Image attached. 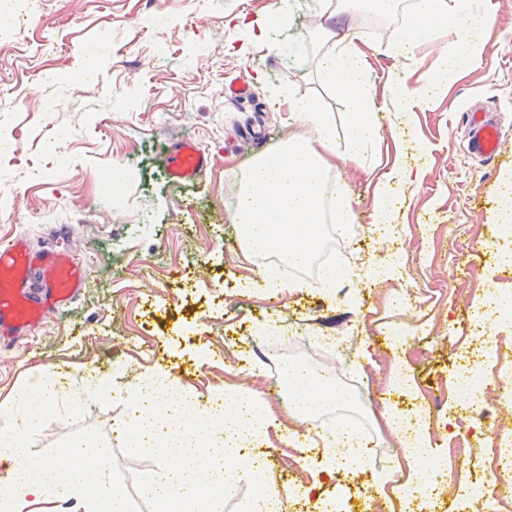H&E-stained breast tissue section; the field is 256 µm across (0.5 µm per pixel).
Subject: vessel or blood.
Here are the masks:
<instances>
[{
	"label": "vessel or blood",
	"instance_id": "vessel-or-blood-1",
	"mask_svg": "<svg viewBox=\"0 0 512 512\" xmlns=\"http://www.w3.org/2000/svg\"><path fill=\"white\" fill-rule=\"evenodd\" d=\"M467 126L468 152L492 159L500 146L497 123L474 111L467 115ZM208 161L206 150L191 139L166 151L169 175L178 183L198 178ZM82 286V269L72 252H34L19 237L0 242V346L35 330L55 304L75 297Z\"/></svg>",
	"mask_w": 512,
	"mask_h": 512
}]
</instances>
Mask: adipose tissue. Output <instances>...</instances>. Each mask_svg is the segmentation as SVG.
Segmentation results:
<instances>
[{
    "mask_svg": "<svg viewBox=\"0 0 512 512\" xmlns=\"http://www.w3.org/2000/svg\"><path fill=\"white\" fill-rule=\"evenodd\" d=\"M415 33L406 37V53L432 34L447 35L451 49L443 56L429 81V91L409 87L402 75H394L388 103L378 104L366 55L350 34L345 12H330L319 30L323 51L318 71L328 90L349 107L343 127L344 156L355 160L373 150L381 136L379 111L390 112L395 130L406 126L410 112L430 102L431 92L446 87L449 80L468 65L477 62L487 45L483 31L486 15L469 4L449 8L448 0H416L413 12ZM162 373L144 377L129 393L130 412L137 428L134 447L161 456L160 469L141 477L139 495L148 500L154 512H223L224 496L240 481H248L254 495L242 512H284V497L270 480L262 459L245 458L241 449L261 442L270 418L254 401L225 394L224 415L217 426L201 425V418L214 413L215 400L197 403L179 385L171 382L161 399H154L153 385ZM290 418L311 423L323 410L347 409L352 397L342 386L327 388L318 384L312 370L300 366L288 375ZM51 394L30 389L19 394L13 410L0 413V461L10 462L5 477H0V512H25L31 499L74 502L79 512H131L128 496L112 483L111 462L93 438L70 442V455L90 458L87 467L61 469L59 461L34 456L29 448L14 444L15 436L34 434L35 403L51 401ZM320 441L319 464L323 470L348 467L358 474L364 467L367 450L345 421L316 429ZM430 455L429 439L418 433L413 444L404 448L406 480L402 491L416 496L428 493L430 472L424 461Z\"/></svg>",
    "mask_w": 512,
    "mask_h": 512,
    "instance_id": "adipose-tissue-1",
    "label": "adipose tissue"
}]
</instances>
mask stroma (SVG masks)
<instances>
[{
    "instance_id": "35a3bbf8",
    "label": "stroma",
    "mask_w": 512,
    "mask_h": 512,
    "mask_svg": "<svg viewBox=\"0 0 512 512\" xmlns=\"http://www.w3.org/2000/svg\"><path fill=\"white\" fill-rule=\"evenodd\" d=\"M25 4L8 5L21 10L25 39H0V115L10 120L12 141L0 151V238L73 250L85 281L37 330L0 348V407L34 384L67 377L57 407L29 440L32 453L51 457L65 443L94 437L112 460L113 482L135 492L162 460L129 447L113 424L128 412L127 388L163 369L196 401L243 392L270 409L275 422L257 453L274 484L305 490L288 512H320L337 497L349 501V512H404L400 440L382 417L388 404L418 410L459 489L484 480V448L450 386L456 355L478 344L486 375L512 366V323L481 343L466 329L469 312L486 311L489 280L512 289V274L493 261L501 188L512 184V0H482L492 15L484 55L416 107L407 132L383 130L367 156L333 165L331 178L344 185L354 213L333 245L354 274L332 293L317 288L313 273L299 292L256 286L255 267L270 259L246 254L230 220L256 157L246 129L261 128L274 148L310 133L275 86L290 84L301 98L318 94L333 124L343 123L348 106L328 93L316 67L325 0ZM280 14L288 25L277 31L271 19ZM353 25L380 101L390 93L389 67H399L409 87L424 86L448 47L435 35L409 59L393 38L369 33L362 16ZM240 78L252 98L226 99L225 85ZM475 104L498 120L495 159L466 150V114ZM184 137L208 149L211 164L178 184L164 153ZM397 159L425 176L394 190V234L380 240L371 230L375 190ZM109 168L123 177L115 195L102 187ZM464 248L473 265L467 277L450 259ZM269 320L301 337L335 340L311 355L368 399L350 414L394 474L380 495H365L373 469L352 479L318 469L304 428L288 421L284 379L267 364L276 355L262 336ZM401 361L410 382L403 392L390 386ZM95 373L106 376L107 397L89 394ZM465 440L472 446L463 461L449 447Z\"/></svg>"
}]
</instances>
